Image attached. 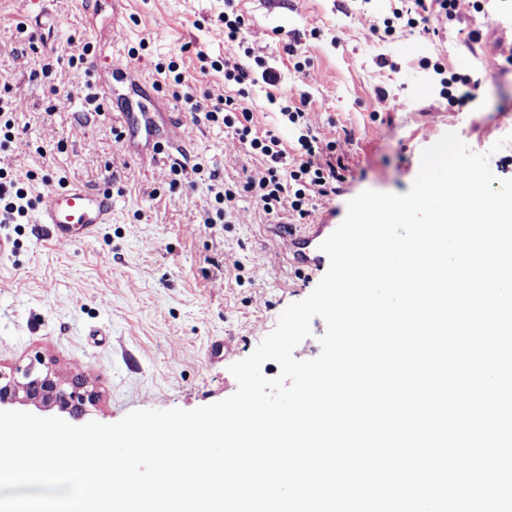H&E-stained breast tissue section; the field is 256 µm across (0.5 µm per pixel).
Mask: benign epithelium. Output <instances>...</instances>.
Wrapping results in <instances>:
<instances>
[{
  "label": "benign epithelium",
  "instance_id": "benign-epithelium-1",
  "mask_svg": "<svg viewBox=\"0 0 512 512\" xmlns=\"http://www.w3.org/2000/svg\"><path fill=\"white\" fill-rule=\"evenodd\" d=\"M94 399V392L84 383L66 382L41 359L9 373L0 370V402L3 404L18 403L41 410L56 408L60 412H69Z\"/></svg>",
  "mask_w": 512,
  "mask_h": 512
}]
</instances>
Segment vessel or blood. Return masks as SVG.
<instances>
[{
  "mask_svg": "<svg viewBox=\"0 0 512 512\" xmlns=\"http://www.w3.org/2000/svg\"><path fill=\"white\" fill-rule=\"evenodd\" d=\"M36 221L47 225L50 240L88 242L101 225L111 223L112 196L79 185L54 188L40 196ZM331 232L330 225L307 224L289 230L283 247L295 264L314 270L326 259L320 245Z\"/></svg>",
  "mask_w": 512,
  "mask_h": 512,
  "instance_id": "obj_1",
  "label": "vessel or blood"
}]
</instances>
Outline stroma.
Segmentation results:
<instances>
[{
  "label": "stroma",
  "mask_w": 512,
  "mask_h": 512,
  "mask_svg": "<svg viewBox=\"0 0 512 512\" xmlns=\"http://www.w3.org/2000/svg\"><path fill=\"white\" fill-rule=\"evenodd\" d=\"M399 0H235L243 49L274 67L277 85L250 87L245 107L258 131L294 147L268 96L306 99V117L336 144L346 165L336 197L315 201L311 224H341L366 190L407 193L423 150L455 132L489 153L498 179H512V0L490 17L463 5L438 34L377 36ZM224 0H0V93L17 99L14 138L0 167L34 173L31 199L63 184L112 192V221L87 244L46 239L45 225L0 224L11 252L0 256V369L36 359L97 394L71 422L114 423L137 409L192 410L232 395L228 367L247 357L281 313L305 299L317 278L287 262L275 219L241 195L223 222L210 179L243 181L261 167L223 125L198 124L159 89L156 65L181 58L196 96L235 94L224 75L201 69L195 48L223 59L216 18ZM60 28L43 38L46 13ZM25 33H18V26ZM93 51L69 65L84 43ZM297 55H288L287 45ZM387 65H380V58ZM469 73L478 86L465 107L448 103L422 58ZM302 71H295V63ZM97 93L101 111L86 102ZM127 112L152 116L155 152L144 138L115 139ZM186 170L171 186L170 167ZM201 171H194V164ZM231 351L208 360L211 341Z\"/></svg>",
  "instance_id": "stroma-1"
}]
</instances>
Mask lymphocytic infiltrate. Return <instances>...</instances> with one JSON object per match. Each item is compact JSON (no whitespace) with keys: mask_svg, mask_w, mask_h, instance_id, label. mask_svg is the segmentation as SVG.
Returning <instances> with one entry per match:
<instances>
[{"mask_svg":"<svg viewBox=\"0 0 512 512\" xmlns=\"http://www.w3.org/2000/svg\"><path fill=\"white\" fill-rule=\"evenodd\" d=\"M462 2L415 0V11L397 10L385 19V31L390 34L401 27L425 25L434 17L455 20ZM156 70L163 75L173 97L189 105L193 119L223 125L234 139L263 161L261 169L247 176L243 184L234 183L217 191L214 196L217 204L229 206L239 192L245 191L255 198L266 215L276 216L286 210L303 219L309 216L314 198L335 196L345 165L336 154L335 142L321 143L307 125L302 106L288 105L280 110L288 124L299 131L298 149L291 154L273 131H257L252 112L241 100L227 96L212 107H204L189 91L188 77L177 61L157 64ZM26 181L24 175H11L0 169V224H21L26 220L30 207Z\"/></svg>","mask_w":512,"mask_h":512,"instance_id":"f902f5d3","label":"lymphocytic infiltrate"}]
</instances>
